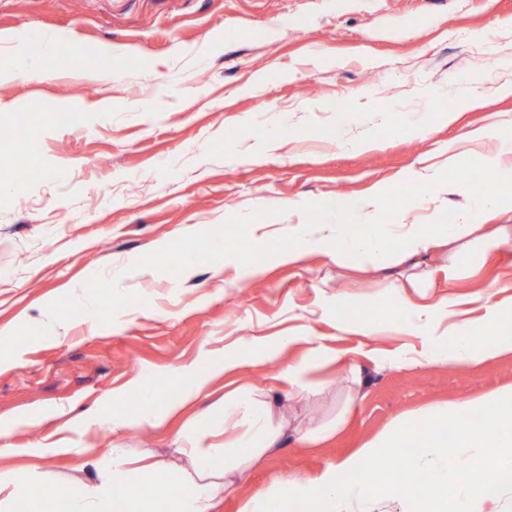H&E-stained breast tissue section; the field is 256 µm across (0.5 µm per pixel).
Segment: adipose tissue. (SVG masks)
<instances>
[{"label":"adipose tissue","instance_id":"adipose-tissue-1","mask_svg":"<svg viewBox=\"0 0 512 512\" xmlns=\"http://www.w3.org/2000/svg\"><path fill=\"white\" fill-rule=\"evenodd\" d=\"M380 206L381 200L376 195L354 203L339 198L326 200L320 208L324 225L314 230L298 228L287 245L277 252V261L291 265L305 254L321 252L339 264L353 261L373 269L386 268L395 256L416 264L424 261L435 246L464 239L475 230L471 224L367 223V216ZM495 295L492 288L478 293L477 299L485 306L486 314L482 324L468 331L454 321L453 305L448 300L421 303L410 298L403 300L393 316L375 315L348 325L347 330L362 336L388 331L423 335L425 346L421 351L402 349L394 354L393 363L399 368L481 364L512 351V337L495 333L501 313ZM326 358V349L317 345L309 347L298 361L280 367L278 378L288 388V401H301L317 394L318 388L308 380L307 374ZM182 377L179 395L168 400L165 408H158L155 391L141 384L137 387L141 407L132 415L108 416L95 408L73 415L71 422L82 428L106 423L116 429L159 427L169 416L199 399L210 384L208 376L195 374L189 368L183 371ZM274 402L271 390L244 389L225 397L217 404L215 413H204L207 422L204 434L193 432L186 438L190 470L176 471L167 477L169 512H212L216 499L232 486L234 474L243 473L264 453L277 448L285 432L274 423ZM219 435L224 438L223 446H203L204 438ZM221 454L229 456L231 462L220 468L216 460ZM87 464L94 470L95 478L70 487L68 512H152L150 501L135 497L129 482L134 473L140 481H151L159 472V465L135 464L123 448L89 458ZM41 485L39 466H31L24 476L0 470V512H13L14 506L23 502H37Z\"/></svg>","mask_w":512,"mask_h":512}]
</instances>
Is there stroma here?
Instances as JSON below:
<instances>
[{
  "mask_svg": "<svg viewBox=\"0 0 512 512\" xmlns=\"http://www.w3.org/2000/svg\"><path fill=\"white\" fill-rule=\"evenodd\" d=\"M58 34L73 57L54 74L0 84V468L24 470L36 445L61 437L54 407L139 408L135 385L178 390L183 368L211 372L212 399L270 387L277 366L216 369L239 344L326 345L335 362L312 375L320 394L287 406L292 423L335 420L348 367L367 383L344 427L319 442L285 439L225 492L217 512L272 479L314 477L397 420L512 386V352L479 366L401 370L388 358L421 349L419 336H359L343 324L399 307L384 274L336 266L310 253L275 261L292 224H318L321 201L380 195L372 218L457 224L474 197L490 224H512L502 183L468 179L499 140L479 138L512 120V0H0V40ZM112 47L104 69L103 47ZM427 125V134L415 124ZM36 177L18 178L25 166ZM275 236L257 241L254 227ZM223 236L236 263L214 255L185 268L186 254ZM258 268L237 282L236 265ZM435 253L427 268L454 299L458 321L485 310L474 294L498 281L499 326L512 332V244L461 259ZM123 265L120 280L105 271ZM101 301L95 319L81 305ZM165 428L90 426L75 449L45 456L46 487L88 480L81 449L114 447L188 466L177 438L208 406Z\"/></svg>",
  "mask_w": 512,
  "mask_h": 512,
  "instance_id": "stroma-1",
  "label": "stroma"
}]
</instances>
